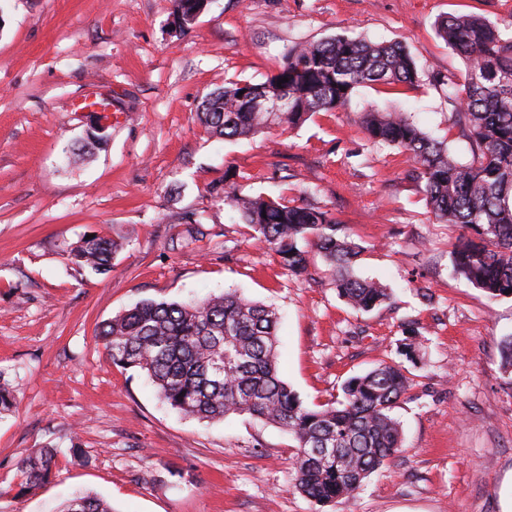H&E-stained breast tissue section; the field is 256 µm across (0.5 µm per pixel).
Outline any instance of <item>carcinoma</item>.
<instances>
[{"instance_id":"obj_1","label":"carcinoma","mask_w":512,"mask_h":512,"mask_svg":"<svg viewBox=\"0 0 512 512\" xmlns=\"http://www.w3.org/2000/svg\"><path fill=\"white\" fill-rule=\"evenodd\" d=\"M436 32L465 65L460 77L443 84L471 159L457 158L408 112L372 106L361 113L359 125L368 139L411 154V177L422 186L436 223L471 233L452 252L453 273L492 298L506 291L512 297V19L445 16L436 21ZM283 77L288 81L281 84ZM418 81L417 63L402 43L337 35L290 48L265 82H232L205 97L196 116L209 135L237 139L341 109L364 85ZM284 89L292 100L288 109L255 107L257 96L272 98ZM224 199L288 272L308 271L306 243L325 259L337 296L352 309L368 312L390 299L388 288L353 272L360 246L340 234L333 213L305 199L294 205L268 195L242 199L231 185ZM115 249L112 240L96 234L80 239L69 260L79 272L105 274ZM277 325L274 308L234 290L191 302L139 301L103 323L98 336L112 363L144 372L179 413L208 421L248 415L286 431L297 448L295 487L324 507L355 493L403 448L394 410L411 386L407 364L418 365L419 331L410 330L397 343L394 358L348 379L341 399L311 406L279 375ZM324 447L341 462L315 453ZM54 458V449L36 448L23 459L19 492L48 482ZM60 512L113 510L100 497L78 494Z\"/></svg>"}]
</instances>
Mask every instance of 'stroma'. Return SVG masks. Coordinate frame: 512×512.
<instances>
[{
  "mask_svg": "<svg viewBox=\"0 0 512 512\" xmlns=\"http://www.w3.org/2000/svg\"><path fill=\"white\" fill-rule=\"evenodd\" d=\"M461 13L506 20L512 0H209L187 29L172 0H0V382L17 400L0 414V512H57L78 492L114 512H502L512 373L500 345L512 298L453 275L462 228L435 222L407 153L358 126L370 105L400 107L468 158L440 83L464 63L435 31ZM339 34L402 42L419 81L365 85L345 108L248 138H214L198 123L210 93L264 82L289 48ZM85 97L112 109H76ZM92 132L94 155L63 166ZM226 177L241 196H306L331 211L363 248L358 274L391 300L352 310L315 253L313 278L291 275L213 194ZM92 231L120 247L108 274L83 277L67 255ZM227 289L277 308L280 375L311 405L419 328L423 360L395 410L404 448L358 493L314 504L294 487L286 432L247 416H183L97 339L138 301ZM35 448L55 449V475L21 495L19 463Z\"/></svg>",
  "mask_w": 512,
  "mask_h": 512,
  "instance_id": "35a3bbf8",
  "label": "stroma"
}]
</instances>
